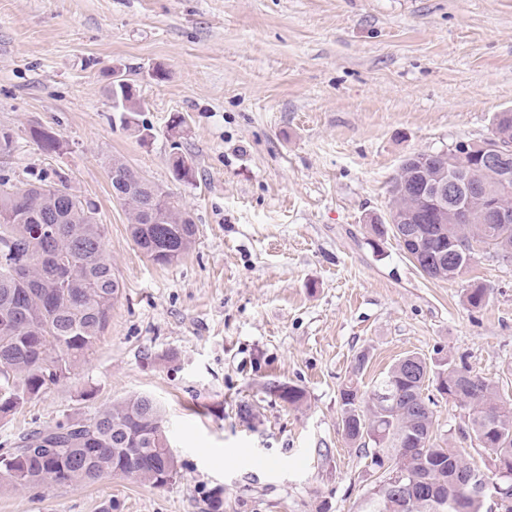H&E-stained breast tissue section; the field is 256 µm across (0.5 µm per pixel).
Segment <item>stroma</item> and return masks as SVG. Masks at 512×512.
Segmentation results:
<instances>
[{
  "mask_svg": "<svg viewBox=\"0 0 512 512\" xmlns=\"http://www.w3.org/2000/svg\"><path fill=\"white\" fill-rule=\"evenodd\" d=\"M116 70L142 97L128 123L107 92ZM508 109L512 0H0V129L13 136L0 175L60 176L94 202L122 284L72 379L0 417V453L147 394L178 464L161 488H2L0 512H359L373 476L342 433L349 378L370 392L417 353L466 364L512 401V264L482 255L463 278L432 279L396 238L366 232L407 156L482 141ZM176 152L192 181L173 179ZM115 158L181 199L198 226L188 255L159 267L142 254L112 197ZM473 283L489 290L476 310ZM271 380L301 388L303 406L265 394ZM427 393L438 436L486 463L465 411Z\"/></svg>",
  "mask_w": 512,
  "mask_h": 512,
  "instance_id": "stroma-1",
  "label": "stroma"
}]
</instances>
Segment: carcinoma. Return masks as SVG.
Returning <instances> with one entry per match:
<instances>
[{
	"instance_id": "obj_1",
	"label": "carcinoma",
	"mask_w": 512,
	"mask_h": 512,
	"mask_svg": "<svg viewBox=\"0 0 512 512\" xmlns=\"http://www.w3.org/2000/svg\"><path fill=\"white\" fill-rule=\"evenodd\" d=\"M112 109L133 116L141 111L139 92L131 82L112 83ZM30 135L46 152L60 147L58 136L35 127ZM479 143L457 166L437 153L417 164L403 160L389 187L391 208L418 205L414 186L426 177L451 172L461 179L482 178L498 201L512 208V180L480 163ZM178 181L193 177L187 157L171 158ZM112 187L129 188L120 204L128 214L131 235L155 265L181 258L194 245L197 226L179 199L157 188L159 224L144 220L146 197L138 190L140 173L120 160L108 168ZM0 415H7L52 385L68 382L78 363L108 328L121 283L104 245V227L95 206L52 183L13 185L0 177ZM368 232L381 239L399 237V225L374 221ZM411 257L426 275L438 279L463 276L471 263L448 258L442 267L433 257L454 240L473 242L502 263H512V223L484 224L475 211L469 224H421ZM488 289H465L472 308L486 302ZM430 365L407 354L399 359L369 395L354 381L340 390L342 422L349 446L370 457L381 475L364 498L361 512H483L488 498L501 497L499 512H512V405L495 384L453 362L436 373L437 391L468 410L464 437L488 451V464L478 467L451 441L434 437L436 402L424 394ZM267 393L290 406L303 404V390L269 382ZM397 471L417 481L405 498L387 483ZM177 474L169 449L161 406L148 395H136L105 407L88 419H66L23 435L16 448L0 455V484L14 490L80 485L107 476L132 477L154 488Z\"/></svg>"
}]
</instances>
